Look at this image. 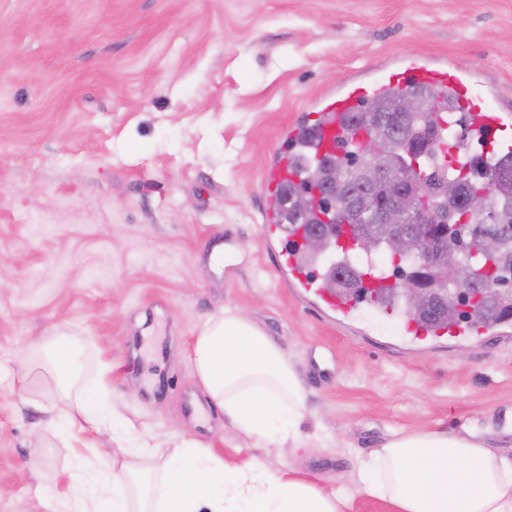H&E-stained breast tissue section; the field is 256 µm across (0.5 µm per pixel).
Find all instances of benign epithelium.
<instances>
[{
    "label": "benign epithelium",
    "instance_id": "benign-epithelium-1",
    "mask_svg": "<svg viewBox=\"0 0 512 512\" xmlns=\"http://www.w3.org/2000/svg\"><path fill=\"white\" fill-rule=\"evenodd\" d=\"M433 111L435 108L427 106L419 96L409 94L400 100L394 118L413 123L416 113ZM419 129L417 138L402 145L409 157L430 153L438 147L429 124H421ZM360 180L363 193L353 207L376 211V225L354 234L350 249L370 255L383 245L392 253V264L408 267L400 287L412 318H418L424 309L436 303L468 308L504 294L497 283L488 288L466 286L465 266L459 262V240L466 237V232L460 225L433 223L419 208L417 192L405 186L401 192H394L393 177L377 164L362 172ZM349 230L348 224H325L322 231L309 235L307 246L324 251L334 242V237ZM499 247L498 234L488 233L472 239L470 252L493 256Z\"/></svg>",
    "mask_w": 512,
    "mask_h": 512
}]
</instances>
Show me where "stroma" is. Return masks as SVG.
I'll list each match as a JSON object with an SVG mask.
<instances>
[{"label": "stroma", "instance_id": "obj_1", "mask_svg": "<svg viewBox=\"0 0 512 512\" xmlns=\"http://www.w3.org/2000/svg\"><path fill=\"white\" fill-rule=\"evenodd\" d=\"M405 56L470 74L512 110V0H0V512H46L70 451L12 369L42 336L112 365L139 435L268 462L340 512H399L357 463L412 430H470L512 454V318L478 344L415 343L404 309L340 322L295 297L262 232L281 127ZM239 309L306 396L273 453L204 397L201 324Z\"/></svg>", "mask_w": 512, "mask_h": 512}]
</instances>
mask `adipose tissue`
I'll use <instances>...</instances> for the list:
<instances>
[{
	"label": "adipose tissue",
	"mask_w": 512,
	"mask_h": 512,
	"mask_svg": "<svg viewBox=\"0 0 512 512\" xmlns=\"http://www.w3.org/2000/svg\"><path fill=\"white\" fill-rule=\"evenodd\" d=\"M190 359L208 401L264 447L296 438L305 395L287 354L240 311L223 309L194 337ZM110 368L88 365L73 336L30 343L14 374L51 388L41 406L73 448L65 489L50 486V512H340L341 500L263 462L229 470L193 439L172 447L142 437L91 474L78 444L94 429L126 438L114 412ZM362 491L400 512H512V455L451 431L397 432L359 463Z\"/></svg>",
	"instance_id": "1"
}]
</instances>
